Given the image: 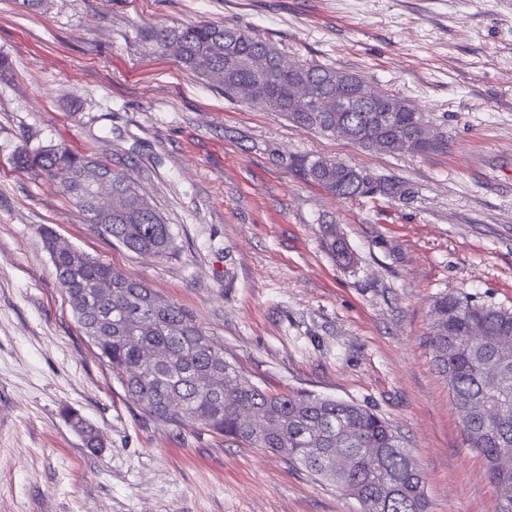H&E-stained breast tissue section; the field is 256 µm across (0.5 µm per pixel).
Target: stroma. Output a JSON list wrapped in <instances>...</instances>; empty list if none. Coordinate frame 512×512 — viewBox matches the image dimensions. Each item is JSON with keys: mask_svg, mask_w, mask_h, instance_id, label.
<instances>
[{"mask_svg": "<svg viewBox=\"0 0 512 512\" xmlns=\"http://www.w3.org/2000/svg\"><path fill=\"white\" fill-rule=\"evenodd\" d=\"M257 28L406 97L448 132L367 151L225 97L152 34ZM0 512H361L340 489L135 406L62 291L41 226L190 310L238 370L386 418L430 512H501L427 339L440 294L512 310V0H0ZM64 145L129 173L175 238L169 258L99 235L20 148ZM341 161L395 196L338 198L303 175ZM335 225L357 263L322 246ZM100 433L92 454L63 415Z\"/></svg>", "mask_w": 512, "mask_h": 512, "instance_id": "1", "label": "stroma"}]
</instances>
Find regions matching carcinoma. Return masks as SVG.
<instances>
[{"instance_id":"obj_1","label":"carcinoma","mask_w":512,"mask_h":512,"mask_svg":"<svg viewBox=\"0 0 512 512\" xmlns=\"http://www.w3.org/2000/svg\"><path fill=\"white\" fill-rule=\"evenodd\" d=\"M157 43L178 47L181 62L224 87V95L286 116L297 127L335 137L344 124L350 141L385 153H424L448 146L440 126L397 93L367 100L360 75L309 62L292 69L281 50L257 30L202 23L161 29ZM16 162L51 181L89 216L104 237L133 253L164 258L176 250L170 225L125 173L66 147L18 152ZM329 192L350 199L370 192L368 179L330 160L304 167ZM112 186V209L98 208L90 178ZM325 248L342 265L353 262L345 240L330 232ZM59 284L88 341L112 370L128 399L157 420L190 419L252 448L291 449L290 462L358 501L362 512H429L425 478L390 423L355 403L307 392L269 393L224 358V346L208 336L187 309L143 282L83 252L50 251ZM112 280V300L88 298L94 283ZM429 345L437 372L462 419L467 447L485 460L491 479L512 484V311L468 297L443 295L433 308ZM162 357L144 358V351ZM250 408L246 420L241 410ZM67 418L84 447L103 443L73 411ZM351 460L335 465L336 453Z\"/></svg>"}]
</instances>
